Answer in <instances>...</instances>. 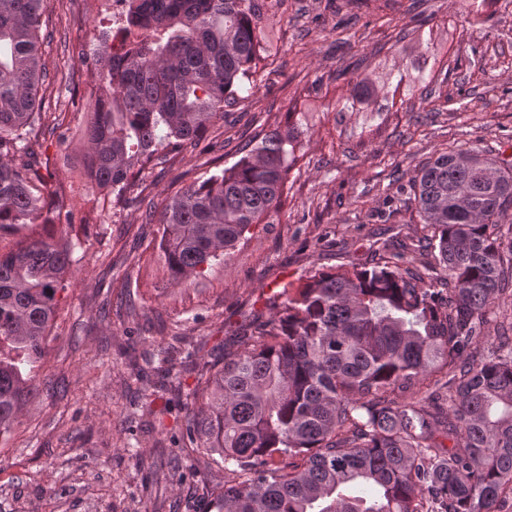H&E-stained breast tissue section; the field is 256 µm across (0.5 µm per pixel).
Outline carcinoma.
<instances>
[{
  "mask_svg": "<svg viewBox=\"0 0 512 512\" xmlns=\"http://www.w3.org/2000/svg\"><path fill=\"white\" fill-rule=\"evenodd\" d=\"M48 7L0 0V238L18 237L0 252V437L23 413L68 286L74 239L57 228L89 223L98 204L84 200L85 212L58 194L46 207L33 144ZM263 40L261 0H130L117 31L71 52L98 78L88 103L71 101L87 113L92 182L122 200L136 171L208 132L252 93ZM403 81L426 94L433 77L418 67ZM373 95L358 81L336 111ZM301 127L255 135L234 164L145 211L161 226L171 283L204 276L253 225L274 223L305 155ZM413 187L425 235L382 243L369 266L278 285L273 314L199 377L183 447L237 478L201 487L204 512H502L512 499V340L489 342L512 258V238L496 232L512 209V169L459 148L420 167Z\"/></svg>",
  "mask_w": 512,
  "mask_h": 512,
  "instance_id": "carcinoma-1",
  "label": "carcinoma"
}]
</instances>
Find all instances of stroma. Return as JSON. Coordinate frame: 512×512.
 <instances>
[{"label":"stroma","mask_w":512,"mask_h":512,"mask_svg":"<svg viewBox=\"0 0 512 512\" xmlns=\"http://www.w3.org/2000/svg\"><path fill=\"white\" fill-rule=\"evenodd\" d=\"M274 23L253 77L254 96L231 108L204 140L147 167L141 183L155 206L231 166L242 132L302 124L307 154L288 175L275 223L205 277L175 285L163 265L160 233L137 203L106 205L80 231L69 287L62 293L36 391L13 431L0 438V512H198L202 480L233 481L206 456L175 445L187 395L202 369L238 349L237 333L258 317L277 283L305 282L317 269L371 262L374 241L422 236L412 179L436 153L475 146L512 167V0L469 14L460 0H265ZM98 0H50L43 17L47 118L71 136H49L41 153L66 195L96 194L75 177L86 146L84 116L72 97L88 96L92 72L72 68V46L96 37ZM431 71L427 95L388 92L381 112L337 113L343 82L376 79L407 63ZM138 281L128 297L127 280ZM196 350L179 385L162 397L137 380L165 377L148 362L173 337Z\"/></svg>","instance_id":"35a3bbf8"}]
</instances>
